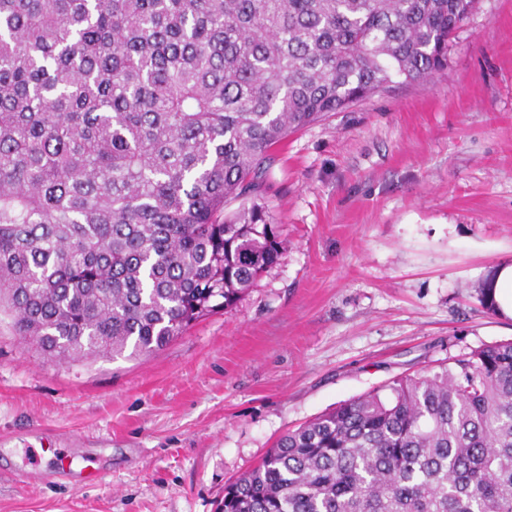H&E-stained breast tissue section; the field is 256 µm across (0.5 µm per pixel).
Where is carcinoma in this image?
<instances>
[{
    "label": "carcinoma",
    "mask_w": 512,
    "mask_h": 512,
    "mask_svg": "<svg viewBox=\"0 0 512 512\" xmlns=\"http://www.w3.org/2000/svg\"><path fill=\"white\" fill-rule=\"evenodd\" d=\"M476 2L0 0V324L91 363L233 306L287 254L276 147L442 71ZM221 512H512V340L289 431Z\"/></svg>",
    "instance_id": "obj_1"
}]
</instances>
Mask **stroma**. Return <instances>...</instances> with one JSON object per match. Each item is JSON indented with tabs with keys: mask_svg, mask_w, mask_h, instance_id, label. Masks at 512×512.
I'll use <instances>...</instances> for the list:
<instances>
[{
	"mask_svg": "<svg viewBox=\"0 0 512 512\" xmlns=\"http://www.w3.org/2000/svg\"><path fill=\"white\" fill-rule=\"evenodd\" d=\"M263 196L285 260L159 350L61 364L0 327V512H219L288 431L512 339L476 294L512 260V0L440 74L290 134Z\"/></svg>",
	"mask_w": 512,
	"mask_h": 512,
	"instance_id": "stroma-1",
	"label": "stroma"
}]
</instances>
